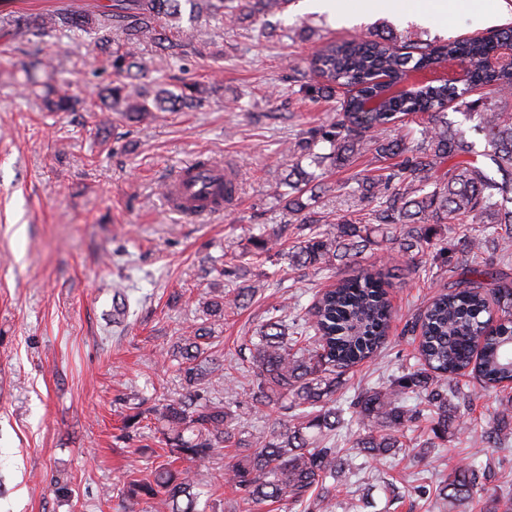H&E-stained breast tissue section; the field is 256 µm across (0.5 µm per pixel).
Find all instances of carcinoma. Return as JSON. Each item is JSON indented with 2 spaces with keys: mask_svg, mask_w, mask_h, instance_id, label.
<instances>
[{
  "mask_svg": "<svg viewBox=\"0 0 512 512\" xmlns=\"http://www.w3.org/2000/svg\"><path fill=\"white\" fill-rule=\"evenodd\" d=\"M290 0H112L111 8L93 4L41 17L7 14L0 17L6 32L34 38L87 39L112 50L116 81L103 92L108 112L139 120L149 112L194 108L202 98L183 87L176 93L161 87L150 91L135 83L143 71L137 60L140 45L150 40L161 52L180 54L182 44L167 31L205 15L219 27L236 17L280 14ZM512 26L487 35L456 37L430 43L394 34H369L322 45L311 69L321 92L347 87L336 123L302 146L318 165L331 161L347 166L366 154L378 163L379 174L358 181L363 198L377 201L374 218L399 224L402 251H423L429 225L448 222L495 224L500 232L489 239L468 240L463 252L484 255L491 268L512 257ZM30 83L39 72L55 73L52 58L36 49L22 64ZM482 94L472 99L470 94ZM50 112L75 109L78 100L64 82L45 84L40 96ZM464 113L482 132L483 150H475L465 131L448 121V109ZM417 123L406 137L383 138L405 119ZM322 146V152L315 147ZM398 157L394 166L382 162ZM309 175L295 164L279 182L288 212L300 223L312 222L307 194ZM309 199H303L304 195ZM367 224L342 221L314 233L288 252V264L329 268L352 263L371 243ZM389 274L358 266L333 288L306 306L274 309L249 337L251 405L280 414L258 432L239 429V414L230 405L210 399L213 381L223 364L212 352L213 330L205 324L178 337L170 354L184 381V393L155 411L160 444L169 461L153 481L134 480L127 496L145 504L142 512H206L201 497L212 486L208 475L174 468L185 461L202 464L217 452L234 449L226 482L242 493L241 512H326L336 490L359 470L362 455L376 461L404 446L402 438L419 422L431 423L433 438L462 430L467 419L460 407L470 395L459 377L470 372L483 387L506 389L512 382V288L463 278L425 305L408 331L418 339L414 363L387 385L358 389L345 405L336 393L343 375L385 347L393 316L388 299ZM257 291L247 285L228 298L202 302L204 316L223 318L224 309L245 306ZM501 312L490 325L491 305ZM512 441V395H495L492 425L483 432L485 448H503ZM446 512H468L487 498L492 512H512V498L500 502L487 486L478 456L453 470L439 488Z\"/></svg>",
  "mask_w": 512,
  "mask_h": 512,
  "instance_id": "carcinoma-1",
  "label": "carcinoma"
}]
</instances>
